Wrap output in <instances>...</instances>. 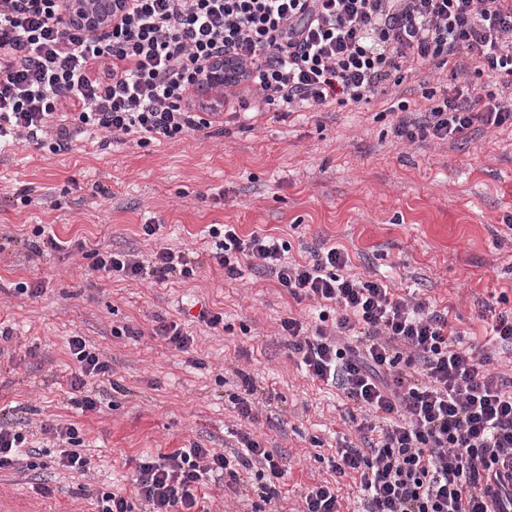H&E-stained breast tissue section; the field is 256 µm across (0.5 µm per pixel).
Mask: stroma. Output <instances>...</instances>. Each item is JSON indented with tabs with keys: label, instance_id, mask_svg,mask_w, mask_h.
Listing matches in <instances>:
<instances>
[{
	"label": "stroma",
	"instance_id": "1",
	"mask_svg": "<svg viewBox=\"0 0 512 512\" xmlns=\"http://www.w3.org/2000/svg\"><path fill=\"white\" fill-rule=\"evenodd\" d=\"M445 74L406 73L392 95L281 118L267 112L194 132L178 142H75L59 155L17 142L0 146V419L73 424L90 473L0 470V502L21 512H95L96 491L126 492L139 458L200 445L232 452L251 433L288 465L280 500L264 512H302L318 483L337 482L341 512H358L357 479L336 477L328 460L354 437L349 404L312 380L291 357L280 322L304 318L271 276L244 269L229 278L213 254L214 224L239 235L288 242L290 259L327 242L344 248L355 272L414 293L447 312L464 344L484 345L485 303L512 310V127L468 142L408 144L393 134L391 98L428 107L426 88ZM156 225L155 235L143 232ZM70 251L32 255L36 228ZM184 252L191 278L132 280L95 271L97 253ZM41 287L33 298L18 284ZM222 314L223 327L199 322ZM195 338L182 352L155 336L156 318ZM85 339L111 365L88 387L101 402L82 411L68 386L76 364L70 337ZM250 377L272 395L257 421L232 398ZM207 512H252L257 495L236 496L222 476L204 488Z\"/></svg>",
	"mask_w": 512,
	"mask_h": 512
}]
</instances>
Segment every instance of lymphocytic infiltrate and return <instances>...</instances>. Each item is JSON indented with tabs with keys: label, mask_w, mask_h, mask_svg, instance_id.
Instances as JSON below:
<instances>
[{
	"label": "lymphocytic infiltrate",
	"mask_w": 512,
	"mask_h": 512,
	"mask_svg": "<svg viewBox=\"0 0 512 512\" xmlns=\"http://www.w3.org/2000/svg\"><path fill=\"white\" fill-rule=\"evenodd\" d=\"M59 0H0V141L22 139L50 154L98 135L139 145L210 129L190 89L205 63L235 60L241 83L224 87L231 116L370 101L405 72H450L453 90L429 93L426 111L398 102L395 137L464 142L475 127L512 125V96L476 87L486 76L512 86V0H131L108 35L61 30ZM225 276L257 266L296 300L320 306L319 326L288 317V349L314 380L336 388L365 416L358 443L338 446L332 468L358 474L364 512H512V380L490 372L491 351L463 346L447 313L352 275L335 246L288 260L280 238L210 227ZM97 269L131 279L192 277L183 252L102 253ZM77 405L94 411L91 377L111 367L80 337L68 341ZM57 464L86 472L77 427H46ZM233 455L179 448L141 459L129 495H96L97 512H199L207 474H228L235 494L280 498L285 469L250 435ZM42 449L20 423L0 420V469H40Z\"/></svg>",
	"instance_id": "1"
}]
</instances>
